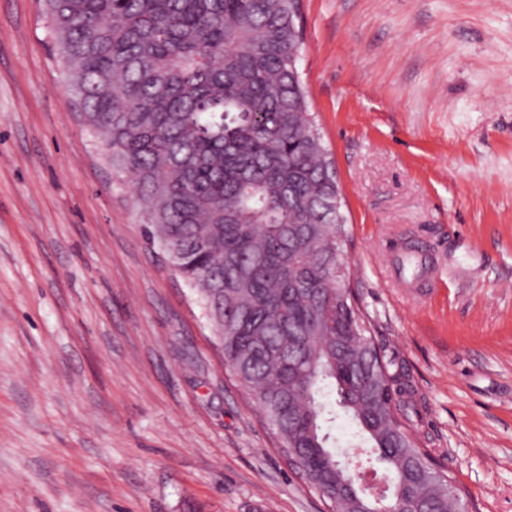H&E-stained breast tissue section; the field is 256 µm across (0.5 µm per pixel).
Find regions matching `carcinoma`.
Here are the masks:
<instances>
[{
	"label": "carcinoma",
	"instance_id": "obj_1",
	"mask_svg": "<svg viewBox=\"0 0 512 512\" xmlns=\"http://www.w3.org/2000/svg\"><path fill=\"white\" fill-rule=\"evenodd\" d=\"M84 127L132 179L147 239L197 297L224 364L330 512H460L419 446L408 379L336 273V172L294 53L299 0H43ZM333 387L335 404L321 401ZM387 473L362 492L338 413ZM355 431V426L346 417H338L333 429V434L336 437V448L339 450L347 449L351 452L352 446L356 442Z\"/></svg>",
	"mask_w": 512,
	"mask_h": 512
}]
</instances>
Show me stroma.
<instances>
[{"instance_id": "obj_1", "label": "stroma", "mask_w": 512, "mask_h": 512, "mask_svg": "<svg viewBox=\"0 0 512 512\" xmlns=\"http://www.w3.org/2000/svg\"><path fill=\"white\" fill-rule=\"evenodd\" d=\"M301 25L350 286L464 512H512V0H302ZM324 510L146 241L38 0H0V512Z\"/></svg>"}]
</instances>
